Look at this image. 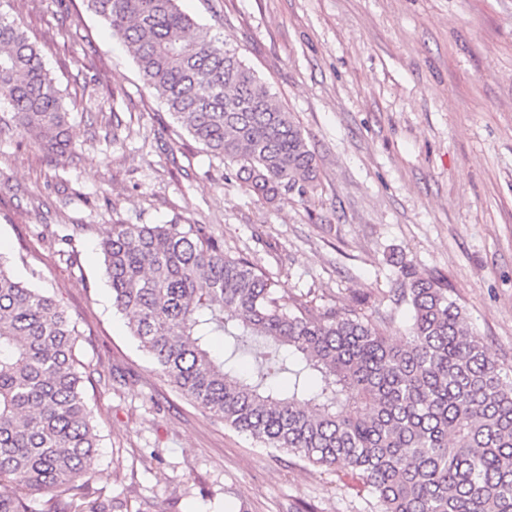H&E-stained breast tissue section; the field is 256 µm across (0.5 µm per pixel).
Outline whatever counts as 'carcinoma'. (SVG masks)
Masks as SVG:
<instances>
[{
	"instance_id": "cac0c4a2",
	"label": "carcinoma",
	"mask_w": 512,
	"mask_h": 512,
	"mask_svg": "<svg viewBox=\"0 0 512 512\" xmlns=\"http://www.w3.org/2000/svg\"><path fill=\"white\" fill-rule=\"evenodd\" d=\"M126 44L170 116L258 200L310 198L313 152L291 113L223 39L178 0H85ZM0 105L51 151L70 144L68 112L40 50L0 13ZM113 305L185 397L263 448L347 468L376 512H512V373L491 356L440 276L405 274L403 343L358 307L279 297L262 268L224 253L204 224L112 225L101 242ZM271 346L247 373L210 337ZM75 326L60 301L0 261V512H112L91 498L99 438L73 364Z\"/></svg>"
}]
</instances>
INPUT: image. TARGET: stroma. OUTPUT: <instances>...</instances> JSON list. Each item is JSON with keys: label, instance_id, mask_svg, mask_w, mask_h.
Instances as JSON below:
<instances>
[{"label": "stroma", "instance_id": "stroma-1", "mask_svg": "<svg viewBox=\"0 0 512 512\" xmlns=\"http://www.w3.org/2000/svg\"><path fill=\"white\" fill-rule=\"evenodd\" d=\"M299 122L309 201L267 205L174 122L84 0H0L63 95L73 147L0 132V257L61 300L112 512H368L345 476L259 448L181 395L112 304L113 224H205L279 294L392 308L442 275L512 367V0H179ZM120 116V132L112 118ZM120 143H113V136Z\"/></svg>", "mask_w": 512, "mask_h": 512}]
</instances>
